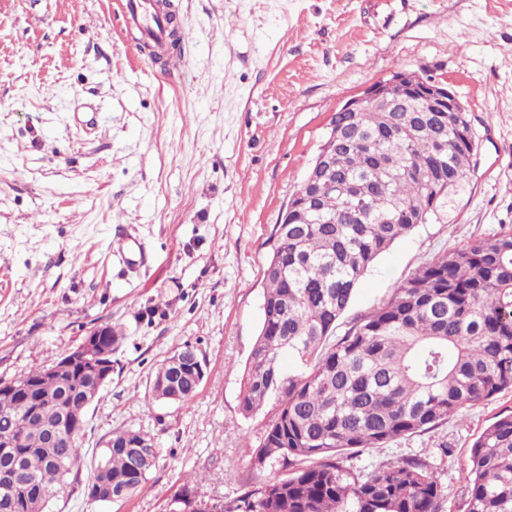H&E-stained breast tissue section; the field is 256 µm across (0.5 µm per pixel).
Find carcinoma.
<instances>
[{"label":"carcinoma","instance_id":"cac0c4a2","mask_svg":"<svg viewBox=\"0 0 512 512\" xmlns=\"http://www.w3.org/2000/svg\"><path fill=\"white\" fill-rule=\"evenodd\" d=\"M333 167L294 194L301 206L275 228L263 273L262 320L246 361L241 408L266 412L256 472L284 478L250 487L227 512H440L444 493L426 463L404 459L358 476L343 465L356 448H383L448 422L465 405L512 391V227L438 255L341 336L338 321L364 272L416 225L448 215L469 184L479 143L462 105L430 112L413 100L391 112H336ZM204 365L187 346L157 368L158 399H191ZM0 386V512L46 508L80 470L75 429L91 374L57 382L35 370ZM69 416L39 415L44 398ZM57 427L48 440L47 427ZM147 435L112 433L85 484L100 501L141 489L158 457ZM466 512H512V412L499 414L470 448ZM21 473L26 482L3 479Z\"/></svg>","mask_w":512,"mask_h":512}]
</instances>
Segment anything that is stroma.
Returning <instances> with one entry per match:
<instances>
[{"label": "stroma", "instance_id": "1", "mask_svg": "<svg viewBox=\"0 0 512 512\" xmlns=\"http://www.w3.org/2000/svg\"><path fill=\"white\" fill-rule=\"evenodd\" d=\"M118 0H0V378L50 367L94 329L123 340L87 413L85 461L48 512H168L189 492L231 503L265 418L241 382L262 320L274 228L332 115L414 73L471 112L479 150L449 219L420 224L363 274L354 319L435 255L512 227V0H173L186 37L171 71ZM136 238L128 269L109 249ZM193 347L205 377L186 403L155 399L162 360ZM505 392L345 465L412 457L464 512L470 447ZM153 438L144 487L90 501L88 465L112 432Z\"/></svg>", "mask_w": 512, "mask_h": 512}]
</instances>
